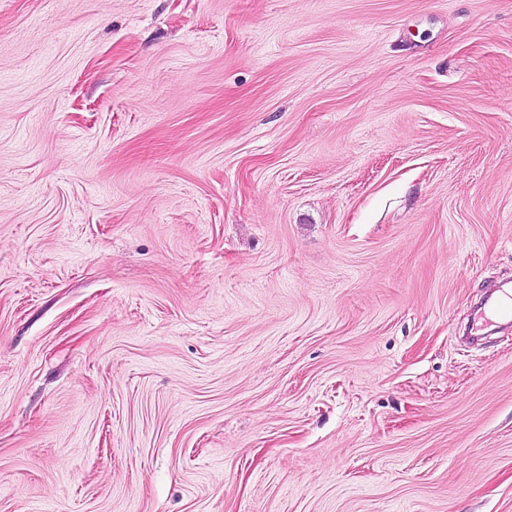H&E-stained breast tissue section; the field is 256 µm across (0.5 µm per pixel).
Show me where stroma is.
Here are the masks:
<instances>
[{
    "mask_svg": "<svg viewBox=\"0 0 512 512\" xmlns=\"http://www.w3.org/2000/svg\"><path fill=\"white\" fill-rule=\"evenodd\" d=\"M512 0H0V512H512Z\"/></svg>",
    "mask_w": 512,
    "mask_h": 512,
    "instance_id": "35a3bbf8",
    "label": "stroma"
}]
</instances>
